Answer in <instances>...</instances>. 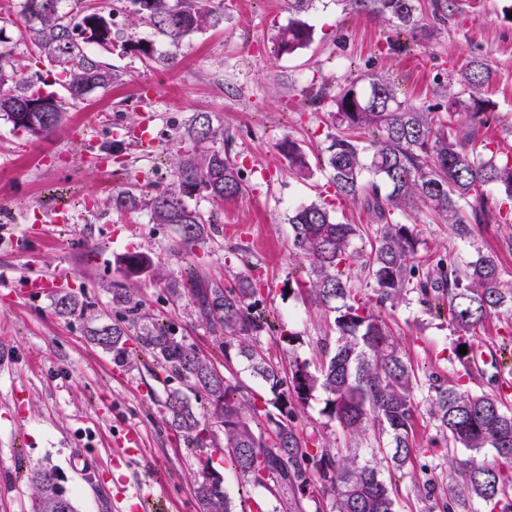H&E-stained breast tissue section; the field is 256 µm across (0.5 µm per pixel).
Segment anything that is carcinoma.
I'll list each match as a JSON object with an SVG mask.
<instances>
[{
	"label": "carcinoma",
	"instance_id": "cac0c4a2",
	"mask_svg": "<svg viewBox=\"0 0 512 512\" xmlns=\"http://www.w3.org/2000/svg\"><path fill=\"white\" fill-rule=\"evenodd\" d=\"M129 14L138 18L169 50L161 54L153 44L138 41L130 48L146 60L170 65L183 42L217 26L224 13L215 0H125ZM315 0H288V24L278 29L276 45L281 54H293L314 40L306 17ZM373 15L395 24L418 38L422 29L421 0H356ZM19 17L32 33L38 57L58 71H46L37 80L20 76L12 56L4 49L7 26L0 19V119L34 139H42L62 122L64 111L53 87L64 78L71 99L112 85L117 74L89 56V45L112 44L114 22L108 4L89 0H20ZM492 78L482 58L468 60L448 78L446 105L407 106L395 84L375 73H364L332 95H317L319 105L330 98L328 113L336 133L318 158L329 171L328 186L336 201L364 203L371 216L372 236L366 259L352 249L359 236L354 224L336 221L326 203L299 207L289 219L293 246L310 262L313 278L307 292L334 313V348L324 349L319 360H294L289 371L258 352L259 339L274 330L259 309L258 279L243 275L226 286L195 277L170 284L174 297L187 295L196 304L198 317L220 341L224 359L242 358L274 399L260 407L234 398L238 387L214 367L212 360L187 343L167 324L154 320L146 301L132 288L112 289V308L118 320L90 330L89 340L112 355V363L132 366L129 342L149 354L186 390H171L164 401L171 428L189 448H206L211 441L209 419L199 415L188 393L214 407L216 423L224 427V447L237 475L254 487L280 499L282 512H307L320 500L330 499V512H395V499L382 478L378 463L360 461L357 454L321 443L316 454L307 451V440L295 429L297 403L317 389L326 395V409L351 436L373 422L390 437L392 467L401 471L417 455L412 430L418 405L417 377L392 339L376 308L406 298L410 292L437 314H446L461 336H474L492 315L512 311V289L504 287L496 255L482 253L461 263L440 258L420 263L416 225L400 222L421 204L440 224H454L460 232L469 224L498 219L490 208L486 187L493 186L512 201V156L500 140L485 137L481 149L473 142L487 127L489 101L482 97ZM193 149L176 167V180L164 189L137 194L122 190L112 196L118 211L146 209L155 224H178L181 245L188 253L208 235L207 225L187 200L206 194L218 204L245 192L239 166L228 152L216 147L224 136L207 112H198L188 130ZM278 149L295 176L307 179L311 166L307 152L291 138ZM126 279L161 276L160 264L142 252L116 258ZM372 295L363 293V286ZM55 313L64 319H82L87 305L70 293L53 299ZM430 414L436 438L431 457L443 461L456 450L470 452L456 464V484L438 487L423 484L425 496L439 512H474L476 502L484 512H512V411L494 394H475L460 383L429 379ZM495 449L498 460L482 457ZM195 494L200 512H233L224 482L212 480L210 464L200 461ZM33 512H78L64 479L49 467L29 468Z\"/></svg>",
	"mask_w": 512,
	"mask_h": 512
}]
</instances>
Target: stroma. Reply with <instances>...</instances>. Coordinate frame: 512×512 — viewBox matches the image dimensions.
Here are the masks:
<instances>
[{
	"label": "stroma",
	"instance_id": "1",
	"mask_svg": "<svg viewBox=\"0 0 512 512\" xmlns=\"http://www.w3.org/2000/svg\"><path fill=\"white\" fill-rule=\"evenodd\" d=\"M426 39L400 51L397 28L358 7L354 0H317L310 22L315 40L292 55L277 52L274 36L287 24V0H224V19L182 45L174 66L142 60L127 43L153 40L157 52L167 45L147 26L125 17L114 27L108 47L90 46L98 60L118 75L111 87L85 99H64V122L46 138L34 139L0 119V512H30L26 472L34 465L56 468L74 496L79 512H111L107 488L120 481L151 476L169 502L170 512H197L193 476L201 456L216 461L234 512H273L268 491L243 484L224 460V433L214 432V448L185 447L170 429L162 402L176 380L142 353L134 369L123 371L109 354L87 338L91 323L115 321L112 290L124 277L115 259L128 251L151 255L169 279L189 273L232 283L244 265L261 280L260 306L275 326L293 338L263 337L259 347L281 365L314 360L323 342H334L332 315L296 291L310 267L296 253L288 218L302 204L323 200L327 177L317 170L307 179L290 175L277 145L292 137L316 156L332 130L308 98L333 92L350 77L374 72L391 78L406 104L440 103L443 83L465 60L481 57L494 71L488 97L494 107L488 130L512 126V0H455L446 19L423 0ZM7 49L28 79L50 65L37 59L23 25L8 27ZM232 138L228 152L247 181L242 196L225 201L220 224L187 255L178 248L180 227L152 223L145 210L119 212L112 196L173 180L176 154L190 149L188 129L196 113ZM149 126L153 143L134 146L121 129ZM66 201L71 221L53 222L56 201ZM419 255L428 260L468 261L481 253L498 259L501 279L512 287V224L470 225L459 234L433 224L427 211L416 214ZM67 269L71 292L89 306L84 320L55 316L51 299L17 301L27 276H52ZM153 313L172 323L227 377L242 396L263 403L269 389L252 376L244 360L225 361L188 299L173 298L165 284L137 283ZM381 317L419 379L450 381L464 370L475 392L503 393L512 408V315L491 317L472 337L457 335L447 320L429 313L409 293ZM327 396L315 391L295 421L309 441L328 439L355 449L361 458L388 468L387 434L371 428L360 436L342 431L325 410ZM136 430L141 451L117 468L122 437ZM414 457L391 476L398 512H428L431 503L420 487L427 478L445 480L447 464L423 471Z\"/></svg>",
	"mask_w": 512,
	"mask_h": 512
}]
</instances>
